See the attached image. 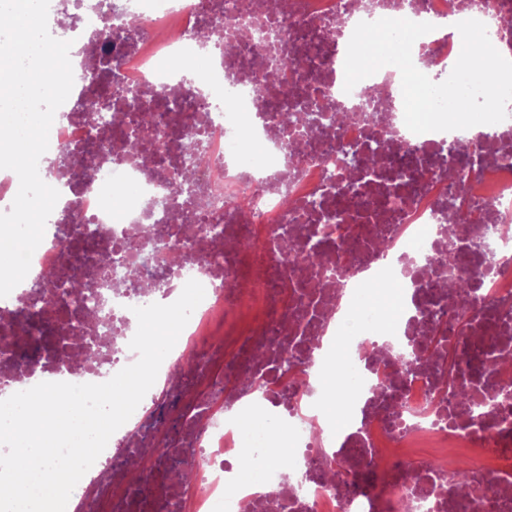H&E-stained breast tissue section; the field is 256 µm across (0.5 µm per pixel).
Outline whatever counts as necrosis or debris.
I'll use <instances>...</instances> for the list:
<instances>
[{"instance_id":"necrosis-or-debris-1","label":"necrosis or debris","mask_w":512,"mask_h":512,"mask_svg":"<svg viewBox=\"0 0 512 512\" xmlns=\"http://www.w3.org/2000/svg\"><path fill=\"white\" fill-rule=\"evenodd\" d=\"M487 21L512 60V0H50L48 28L74 42L83 83L49 132L71 165L52 187L64 197L32 256L38 272L97 298L81 318L70 301L44 303L15 287L0 298V397L41 382L102 383L136 361L134 308L178 299L194 279L205 297L156 382L75 486L66 512H512V400L493 401L512 359V113L465 134L404 128L396 73L384 67L344 92L346 49L362 21L405 16ZM109 21L118 72L95 64ZM460 40H423L417 64L444 81ZM296 62L271 80L279 54ZM111 98L112 124L86 102ZM153 109L157 149L136 157L123 134ZM321 112L316 131L284 113ZM385 141L383 153L338 177L336 144ZM480 137L483 151L468 152ZM208 163L191 168L184 146ZM194 193H187L185 181ZM465 205L448 233L445 205ZM125 263L103 283L98 255ZM465 254L462 270L449 250ZM312 254L315 265L290 260ZM462 276L472 291L449 295ZM163 278L165 288L152 287ZM404 288L385 339L354 328L362 288ZM253 310L255 322L224 324ZM442 329L450 348L403 376L400 346ZM491 399L483 412L459 396ZM270 403L293 477L251 441L259 480L238 481L243 415ZM346 406L329 418L328 403ZM432 442L468 449V486L417 454Z\"/></svg>"}]
</instances>
